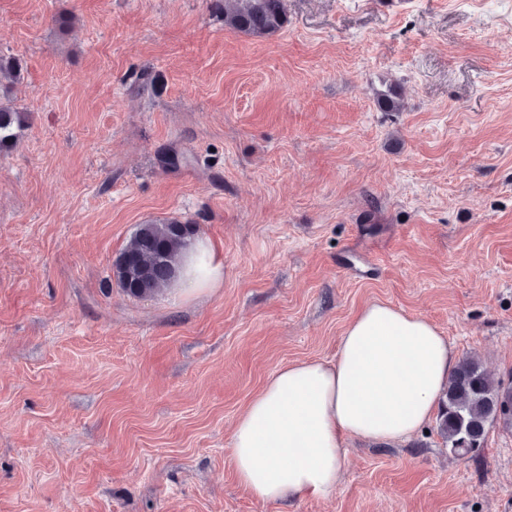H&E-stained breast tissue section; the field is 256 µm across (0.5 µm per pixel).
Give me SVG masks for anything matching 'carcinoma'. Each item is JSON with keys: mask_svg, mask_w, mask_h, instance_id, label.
<instances>
[{"mask_svg": "<svg viewBox=\"0 0 512 512\" xmlns=\"http://www.w3.org/2000/svg\"><path fill=\"white\" fill-rule=\"evenodd\" d=\"M224 16V25L253 37H269L287 24L285 0H212ZM23 78V67L14 57L0 55V152L12 148L27 122V114L12 97ZM378 102L399 111V93L389 89ZM197 233L195 225L180 221L140 224L129 243L115 257L112 268L123 290L133 297L154 294L172 284L182 252ZM499 423L512 428V385L495 380L474 356L462 358L451 374L437 430L457 456L477 453L483 447L487 426Z\"/></svg>", "mask_w": 512, "mask_h": 512, "instance_id": "carcinoma-1", "label": "carcinoma"}]
</instances>
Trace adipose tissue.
Returning a JSON list of instances; mask_svg holds the SVG:
<instances>
[{
	"label": "adipose tissue",
	"mask_w": 512,
	"mask_h": 512,
	"mask_svg": "<svg viewBox=\"0 0 512 512\" xmlns=\"http://www.w3.org/2000/svg\"><path fill=\"white\" fill-rule=\"evenodd\" d=\"M224 268L195 238L173 286L193 295L219 285ZM457 356L427 320L374 302L346 328L334 360L275 371L234 428L229 461L261 501L331 496L347 439L398 443L431 419Z\"/></svg>",
	"instance_id": "1"
}]
</instances>
